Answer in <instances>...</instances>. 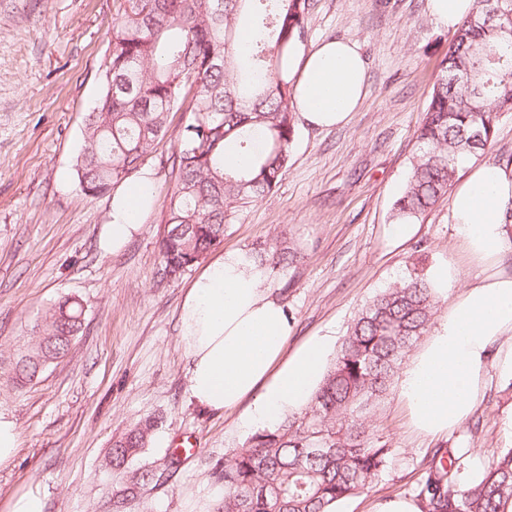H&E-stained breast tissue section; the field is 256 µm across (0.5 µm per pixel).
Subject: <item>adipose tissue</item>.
Here are the masks:
<instances>
[{
	"label": "adipose tissue",
	"instance_id": "1",
	"mask_svg": "<svg viewBox=\"0 0 512 512\" xmlns=\"http://www.w3.org/2000/svg\"><path fill=\"white\" fill-rule=\"evenodd\" d=\"M295 85L294 106L313 127L345 124L367 92V69L359 46L330 40L288 55ZM155 183L142 175L112 198L104 225V250H118L142 229ZM512 202V166L471 167L450 197L456 231L479 272L456 290L453 263L432 270L440 295H451L447 313L405 363L396 395L409 428L429 438L448 435L468 420L486 383L490 346L497 367L512 374V273L500 268L512 246L504 212ZM265 266L250 253L229 250L192 281L179 312V345L188 366V391L197 405L214 411L246 405L250 424L267 426L303 409L320 383L328 340L308 337L289 349L292 324L287 308L270 298Z\"/></svg>",
	"mask_w": 512,
	"mask_h": 512
}]
</instances>
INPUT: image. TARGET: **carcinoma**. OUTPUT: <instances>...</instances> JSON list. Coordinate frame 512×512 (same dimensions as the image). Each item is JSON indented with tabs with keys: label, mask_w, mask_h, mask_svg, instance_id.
<instances>
[{
	"label": "carcinoma",
	"mask_w": 512,
	"mask_h": 512,
	"mask_svg": "<svg viewBox=\"0 0 512 512\" xmlns=\"http://www.w3.org/2000/svg\"><path fill=\"white\" fill-rule=\"evenodd\" d=\"M144 15L119 6L96 106L86 115L76 160L83 191L107 194L141 165L167 133L172 112L189 120L168 157L173 186L160 274L177 279L224 237L235 211L268 194L288 169L295 136L288 50L305 33L309 0H144ZM512 112V0H476L458 28L416 132L408 179L393 203L407 223L448 198L462 161L483 157L502 114ZM237 158L225 165L227 155ZM275 268L291 248L254 253ZM440 298L414 266L353 319L307 406L256 431L216 469L217 512H333L386 466L389 449L373 416L398 369L426 332ZM84 307L63 297L49 307L10 359L30 381L67 355ZM145 420L112 442L118 474L146 447ZM461 457L437 448L418 484L420 512H512V448L460 485ZM140 471L112 497L124 512L131 492L152 482Z\"/></svg>",
	"instance_id": "cac0c4a2"
}]
</instances>
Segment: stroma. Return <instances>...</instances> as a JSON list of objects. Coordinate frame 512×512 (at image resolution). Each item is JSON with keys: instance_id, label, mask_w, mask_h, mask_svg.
I'll return each mask as SVG.
<instances>
[{"instance_id": "obj_1", "label": "stroma", "mask_w": 512, "mask_h": 512, "mask_svg": "<svg viewBox=\"0 0 512 512\" xmlns=\"http://www.w3.org/2000/svg\"><path fill=\"white\" fill-rule=\"evenodd\" d=\"M120 0H0V410L13 415L20 448L0 466V512L15 495L44 494L46 512H112L124 483L108 466L114 438L136 423L158 426L126 466L153 470L158 485L138 487L126 512H213L223 495L214 470L242 448L251 429L242 410L210 411L189 397L179 348V308L199 266L179 279L157 273L169 171L187 116L141 165L156 179L155 204L122 250L104 251L111 195L92 197L74 172L88 112L101 91L112 19ZM454 38L427 0H310L305 46L330 39L359 45L367 97L347 124L313 128L297 121L291 161L277 186L237 211L216 252L278 242L298 253L267 282L292 318L289 347L313 335L341 340L358 311L405 277L413 258L448 260L460 282L477 269L464 253L447 203L393 234L392 204L416 152V131L440 64ZM84 305L82 330L68 354L27 383L13 381L17 336L63 297ZM475 416L448 437L429 439L406 425L395 393L377 410L391 449L386 467L335 512H374L393 497L415 498L424 457L451 448L462 457L460 484L512 446V378L487 367ZM196 449L170 467L184 440Z\"/></svg>"}]
</instances>
